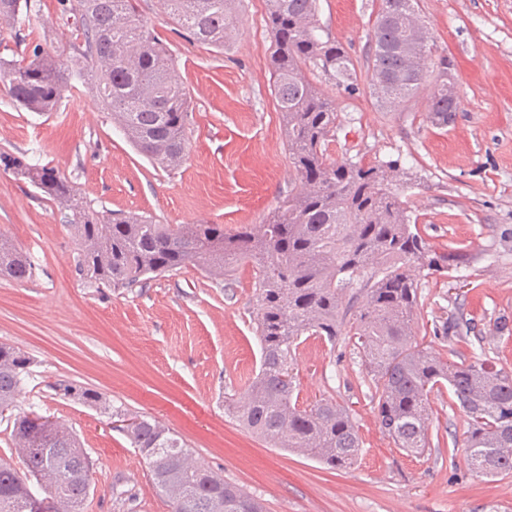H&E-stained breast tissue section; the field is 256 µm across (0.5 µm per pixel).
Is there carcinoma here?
<instances>
[{
	"label": "carcinoma",
	"instance_id": "carcinoma-1",
	"mask_svg": "<svg viewBox=\"0 0 512 512\" xmlns=\"http://www.w3.org/2000/svg\"><path fill=\"white\" fill-rule=\"evenodd\" d=\"M163 4L192 41L222 49L234 30V0ZM59 5L77 32L65 63L17 27L38 18L41 0H0V24L29 49L19 61H0L7 67L0 94L46 114L59 111L76 84H88L139 154L163 168L179 167L187 155L190 92L166 46L139 20L137 0ZM264 21L273 38L271 91L297 184L262 223L226 232L221 224H158L139 214L100 212L48 165L15 158L7 166L61 206L78 243L77 274L90 288L116 292L189 264L217 278L251 267L259 370L246 395L225 400L224 409L273 447L334 469L357 462L362 440L351 410L330 398L300 402L294 373L301 337L334 343L345 336L361 356L380 428L396 448L416 457L428 451L429 396L446 387L468 416L463 443L455 439L453 446H462L469 466L487 478L512 475V372L487 358L459 363L433 356L414 331L421 273L455 269L466 254L437 249L412 226L395 190L401 174L393 164L333 156L339 115L306 71L322 72L352 95L360 87L347 49L320 34L317 0H266ZM429 41L417 0H381L369 44V85L377 105L391 110L435 72L428 111L445 125L461 100L445 93L441 77L451 62L432 58ZM431 58L432 65L421 64ZM33 271L27 253L0 235V278L23 282ZM349 288L357 292L348 296ZM29 364L17 349L0 345V408L12 410L11 442L26 469L22 475L0 463V512H84L90 464L77 438L56 420L17 411ZM79 396L126 423L153 485L174 512H264L256 497L191 464L185 445L157 421L128 419L89 390ZM35 472L46 476L42 499L28 482Z\"/></svg>",
	"mask_w": 512,
	"mask_h": 512
}]
</instances>
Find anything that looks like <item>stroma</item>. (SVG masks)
Masks as SVG:
<instances>
[{
    "mask_svg": "<svg viewBox=\"0 0 512 512\" xmlns=\"http://www.w3.org/2000/svg\"><path fill=\"white\" fill-rule=\"evenodd\" d=\"M235 7L236 27L219 52L183 37L163 0L138 2L141 23L167 45L190 91L189 153L178 168L138 154L91 89L67 93L48 115L0 97V234L37 265L27 281L0 279V344L31 360L21 410L67 425L86 450L84 512H173L121 423L78 399L84 389L174 432L198 464L260 498L266 512H512V477L479 476L453 448L450 436L463 434L467 416L447 394L430 396L428 452L419 458L395 448L376 419L361 360L341 337H301L299 397L352 409L359 462L333 470L270 447L224 412L225 398L243 397L259 367L252 270L236 269L224 282L189 265L130 290L86 287L58 204L4 165L20 157L52 166L100 211L228 231L261 223L294 174L270 92L265 0ZM378 7L379 0H318L319 25L344 44L361 76ZM418 13L434 55L454 65L461 109L447 125L430 118L431 84L401 111L384 112L368 90L348 94L319 72L312 80L340 115L336 157L397 163L406 173L398 193L425 239L467 255L465 266L422 277L419 342L435 356L488 358L512 371V0H418ZM35 25L55 56L76 38L58 0H41ZM458 321L469 326L468 342L443 335ZM66 384L75 394L63 393Z\"/></svg>",
    "mask_w": 512,
    "mask_h": 512,
    "instance_id": "obj_1",
    "label": "stroma"
}]
</instances>
